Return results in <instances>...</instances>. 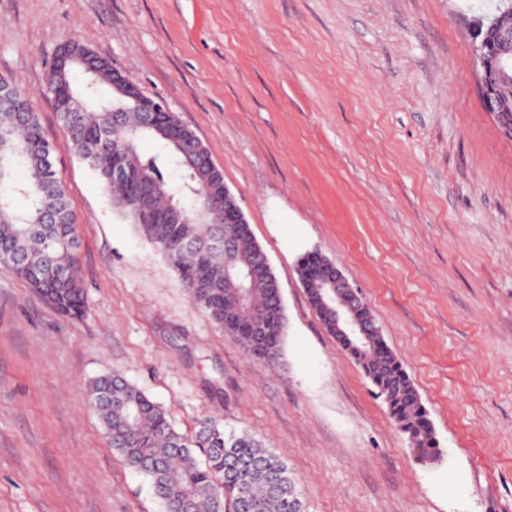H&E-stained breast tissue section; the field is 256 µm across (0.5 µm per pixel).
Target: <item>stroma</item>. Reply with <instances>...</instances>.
I'll list each match as a JSON object with an SVG mask.
<instances>
[{
	"label": "stroma",
	"mask_w": 512,
	"mask_h": 512,
	"mask_svg": "<svg viewBox=\"0 0 512 512\" xmlns=\"http://www.w3.org/2000/svg\"><path fill=\"white\" fill-rule=\"evenodd\" d=\"M498 0H0V77L59 143L85 314L0 265V512H163L88 387L122 376L194 433L245 430L306 512H512V141L478 93ZM79 42L163 99L223 171L282 289L279 366L192 305L64 148L47 91ZM319 251L358 287L444 454L415 459L302 288Z\"/></svg>",
	"instance_id": "stroma-1"
}]
</instances>
